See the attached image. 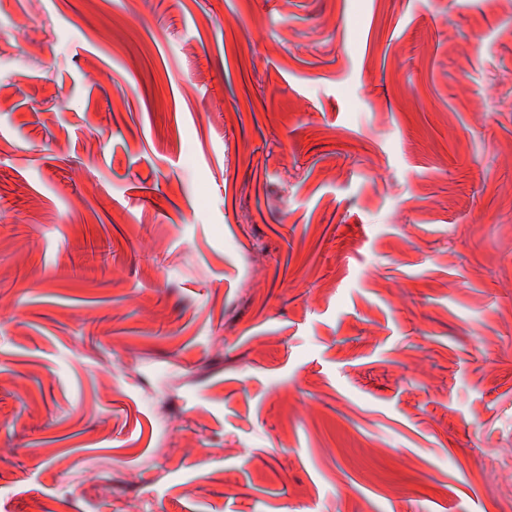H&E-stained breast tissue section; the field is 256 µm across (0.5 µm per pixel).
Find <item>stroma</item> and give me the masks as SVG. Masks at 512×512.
<instances>
[{
	"mask_svg": "<svg viewBox=\"0 0 512 512\" xmlns=\"http://www.w3.org/2000/svg\"><path fill=\"white\" fill-rule=\"evenodd\" d=\"M510 449L512 0H0V512H512Z\"/></svg>",
	"mask_w": 512,
	"mask_h": 512,
	"instance_id": "35a3bbf8",
	"label": "stroma"
}]
</instances>
